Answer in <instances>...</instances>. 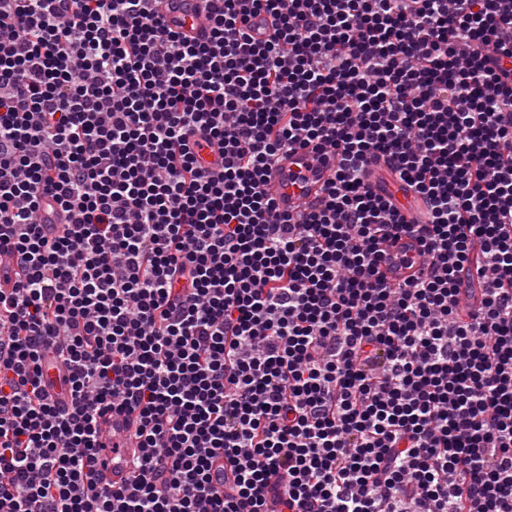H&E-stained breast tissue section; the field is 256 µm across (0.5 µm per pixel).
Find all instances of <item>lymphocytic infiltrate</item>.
Here are the masks:
<instances>
[{
  "label": "lymphocytic infiltrate",
  "mask_w": 512,
  "mask_h": 512,
  "mask_svg": "<svg viewBox=\"0 0 512 512\" xmlns=\"http://www.w3.org/2000/svg\"><path fill=\"white\" fill-rule=\"evenodd\" d=\"M204 2L198 43L158 0H0V512H512V0ZM295 148L336 171L292 215ZM335 169L331 156L316 158L305 149L284 151L268 170L267 189L282 212L296 214L316 200ZM411 244L415 245L414 240L406 235H402L401 238L394 244L391 243L386 246V250L389 254L396 253L399 249H402L403 245H406L407 255L412 257L414 260V264L412 267L401 265V264H390V263H382L379 266V270L383 274L385 280L390 283L402 282L406 279L417 277L421 270V258L418 255V251L416 248L412 249ZM125 446V448H119L118 452L112 453L107 448L101 455L102 459L106 461V466L102 469L104 478L115 486L123 485L128 479L125 460L133 454H139V448H136L135 444L128 443Z\"/></svg>",
  "instance_id": "obj_1"
}]
</instances>
